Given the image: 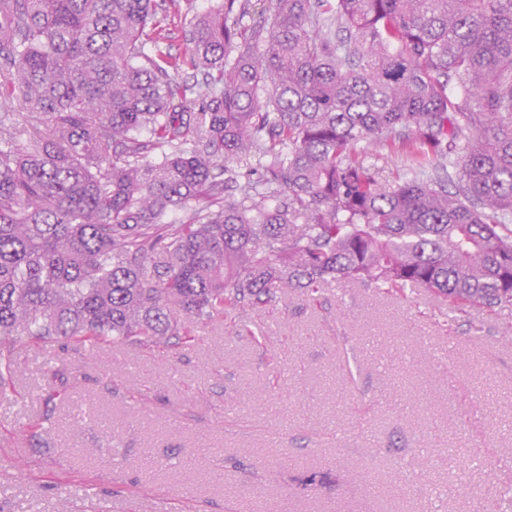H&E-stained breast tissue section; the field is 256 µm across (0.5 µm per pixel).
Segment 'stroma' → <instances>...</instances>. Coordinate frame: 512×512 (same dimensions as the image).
<instances>
[{
	"label": "stroma",
	"mask_w": 512,
	"mask_h": 512,
	"mask_svg": "<svg viewBox=\"0 0 512 512\" xmlns=\"http://www.w3.org/2000/svg\"><path fill=\"white\" fill-rule=\"evenodd\" d=\"M178 2L157 18L181 59L211 0ZM249 317L121 355L18 344L0 512H512V305L351 282Z\"/></svg>",
	"instance_id": "stroma-1"
}]
</instances>
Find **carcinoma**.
<instances>
[{
	"mask_svg": "<svg viewBox=\"0 0 512 512\" xmlns=\"http://www.w3.org/2000/svg\"><path fill=\"white\" fill-rule=\"evenodd\" d=\"M250 2L176 60L152 0H0L1 392L26 339L161 345L274 288L512 305V0H269L245 36ZM367 164L375 178L382 185H393L407 173V163L401 155L390 154L387 151L384 155H373L367 159Z\"/></svg>",
	"mask_w": 512,
	"mask_h": 512,
	"instance_id": "1",
	"label": "carcinoma"
}]
</instances>
